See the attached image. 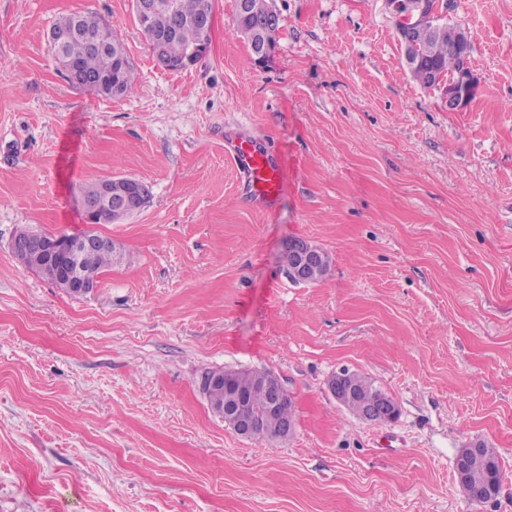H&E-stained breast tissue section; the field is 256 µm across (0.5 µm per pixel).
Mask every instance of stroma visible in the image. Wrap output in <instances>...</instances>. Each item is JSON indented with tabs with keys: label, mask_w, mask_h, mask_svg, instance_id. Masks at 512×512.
<instances>
[{
	"label": "stroma",
	"mask_w": 512,
	"mask_h": 512,
	"mask_svg": "<svg viewBox=\"0 0 512 512\" xmlns=\"http://www.w3.org/2000/svg\"><path fill=\"white\" fill-rule=\"evenodd\" d=\"M207 54L160 69L133 0H0V512H512V0H456L478 93L448 111L408 71L386 0H272L256 64L235 0H211ZM102 17L138 76L104 98L72 87L53 22ZM262 139L272 210L243 203L224 151ZM150 187L98 234L122 258L72 297L22 265L21 227L87 231V182ZM303 238L327 252L287 275ZM398 404L359 420L340 367ZM275 374L285 440L244 439L198 390L203 372ZM502 466L489 501L460 492V449ZM280 24V17L278 14L271 15L264 20V22L256 28L251 34L259 39L261 47L256 53V62L264 64L271 57L274 49L271 42V37L276 34L278 25ZM278 32V31H277ZM313 245V244H312ZM308 243H303L297 240H293L288 247L294 256L293 273L296 277L301 279L309 278V276L318 270L323 262L321 253ZM319 248V247H317ZM322 250L321 248H319ZM325 256V264L321 269L315 282L321 280L328 272L330 266L329 256L322 250Z\"/></svg>",
	"instance_id": "obj_1"
}]
</instances>
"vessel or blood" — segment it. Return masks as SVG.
Here are the masks:
<instances>
[{
    "mask_svg": "<svg viewBox=\"0 0 512 512\" xmlns=\"http://www.w3.org/2000/svg\"><path fill=\"white\" fill-rule=\"evenodd\" d=\"M229 154L244 178V187L257 203H275L280 186V168L275 158L257 138L235 137L225 140Z\"/></svg>",
    "mask_w": 512,
    "mask_h": 512,
    "instance_id": "b4317fda",
    "label": "vessel or blood"
}]
</instances>
